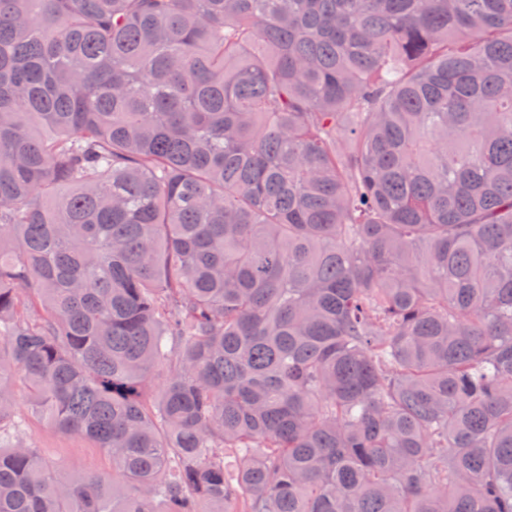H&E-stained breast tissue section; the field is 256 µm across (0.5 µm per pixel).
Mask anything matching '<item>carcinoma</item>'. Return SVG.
Listing matches in <instances>:
<instances>
[{"mask_svg":"<svg viewBox=\"0 0 512 512\" xmlns=\"http://www.w3.org/2000/svg\"><path fill=\"white\" fill-rule=\"evenodd\" d=\"M0 512H512V0H0ZM14 392L17 413L24 421V435L32 448H38L45 459L64 466L76 475L110 471L108 457L91 442L62 433L35 418L28 408L21 382L15 383Z\"/></svg>","mask_w":512,"mask_h":512,"instance_id":"obj_1","label":"carcinoma"}]
</instances>
